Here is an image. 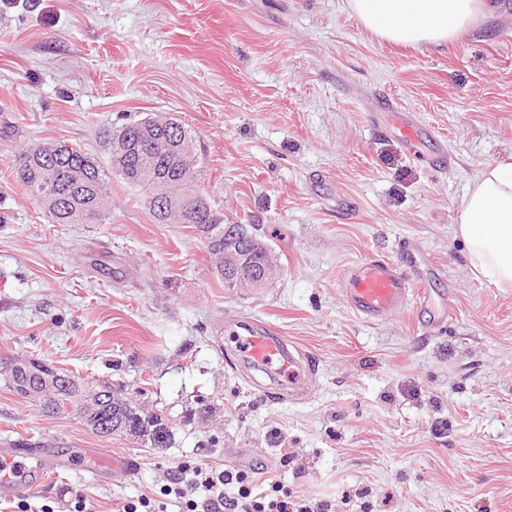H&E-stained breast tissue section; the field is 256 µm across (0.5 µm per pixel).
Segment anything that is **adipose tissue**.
<instances>
[{
	"instance_id": "ef3b65f1",
	"label": "adipose tissue",
	"mask_w": 512,
	"mask_h": 512,
	"mask_svg": "<svg viewBox=\"0 0 512 512\" xmlns=\"http://www.w3.org/2000/svg\"><path fill=\"white\" fill-rule=\"evenodd\" d=\"M362 25L386 42L444 46L485 18L486 0H348ZM456 232L473 270L496 286L512 284V164L489 165L460 203Z\"/></svg>"
}]
</instances>
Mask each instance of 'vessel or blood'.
Segmentation results:
<instances>
[{
  "label": "vessel or blood",
  "mask_w": 512,
  "mask_h": 512,
  "mask_svg": "<svg viewBox=\"0 0 512 512\" xmlns=\"http://www.w3.org/2000/svg\"><path fill=\"white\" fill-rule=\"evenodd\" d=\"M440 266L421 267L410 241H402L395 258H371L343 268L342 294L362 320L379 322L407 310L432 312L435 324H446L454 313L452 295L434 296L431 281L440 278ZM248 336L236 348L240 360L266 373L285 376L289 395L302 397L309 390V367L298 360L285 341L266 327H248ZM0 499L38 490V478L52 474L58 464L44 448H0Z\"/></svg>",
  "instance_id": "1"
}]
</instances>
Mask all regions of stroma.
I'll use <instances>...</instances> for the list:
<instances>
[{
	"mask_svg": "<svg viewBox=\"0 0 512 512\" xmlns=\"http://www.w3.org/2000/svg\"><path fill=\"white\" fill-rule=\"evenodd\" d=\"M457 42L401 47L345 0H0V364L37 360L111 384L136 413L109 436L47 414L0 383V441L128 456L97 480L83 462L28 496L33 512H112L204 458L263 466L324 512H512V287L475 277L455 232L486 165L512 160V0ZM394 101L418 155L373 113ZM164 113L188 128L229 224L258 225L280 259L268 287L225 288L197 232L159 224L109 175L104 224H51L14 181L16 148L62 141L101 165V133ZM444 139L445 168L426 160ZM412 240L439 265L454 317L368 324L345 303V266ZM236 315L313 361L306 398H266L228 361Z\"/></svg>",
	"mask_w": 512,
	"mask_h": 512,
	"instance_id": "stroma-1",
	"label": "stroma"
}]
</instances>
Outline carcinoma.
I'll use <instances>...</instances> for the list:
<instances>
[{
  "instance_id": "obj_1",
  "label": "carcinoma",
  "mask_w": 512,
  "mask_h": 512,
  "mask_svg": "<svg viewBox=\"0 0 512 512\" xmlns=\"http://www.w3.org/2000/svg\"><path fill=\"white\" fill-rule=\"evenodd\" d=\"M111 134L126 139L131 152L119 161L109 159L110 168L126 184L142 191L144 203L157 222H163V217L154 207L156 198L175 191L195 196L196 209L181 223L198 232L211 256L224 254V240L233 239L239 244L241 257L237 279L258 283L265 273H274L271 246L255 226L224 223L216 201L195 188L199 170L190 130L180 125L173 135L162 118L157 124L150 118H134ZM156 136L170 139V148L155 151L151 142ZM10 164L15 182L31 196L43 186L80 185L70 201L44 207L50 223L101 224L106 220L109 184L98 161L81 148L60 141L31 145L14 154ZM4 384L48 413L56 414L67 406L76 408L87 425L103 436L111 435L130 416L127 408L116 401L112 386L100 384L86 391L71 376L45 363L12 365Z\"/></svg>"
}]
</instances>
